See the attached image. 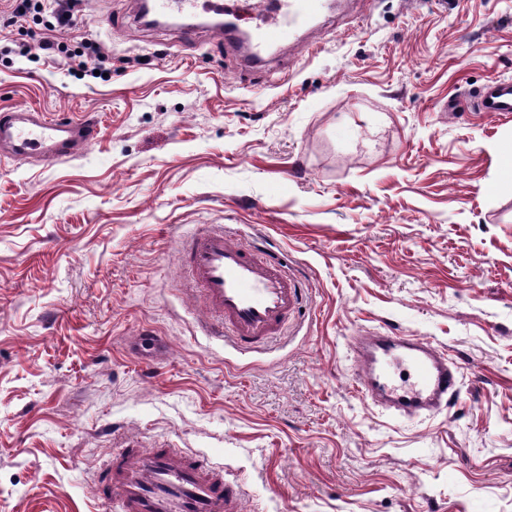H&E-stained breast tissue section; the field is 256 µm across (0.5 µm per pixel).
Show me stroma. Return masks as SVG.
<instances>
[{"instance_id": "1", "label": "stroma", "mask_w": 512, "mask_h": 512, "mask_svg": "<svg viewBox=\"0 0 512 512\" xmlns=\"http://www.w3.org/2000/svg\"><path fill=\"white\" fill-rule=\"evenodd\" d=\"M84 0L109 80L0 54V113L95 119L75 158L0 159V512H114L92 480L134 441L204 453L244 512H512V0H336L264 66L200 27ZM263 234L303 289L258 352L199 330L186 236ZM460 366L437 415L355 389L354 336ZM162 336L144 365L128 349ZM482 112L510 116L512 114V80L496 79L482 87L477 95Z\"/></svg>"}]
</instances>
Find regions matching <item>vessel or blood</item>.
<instances>
[{"label": "vessel or blood", "instance_id": "obj_1", "mask_svg": "<svg viewBox=\"0 0 512 512\" xmlns=\"http://www.w3.org/2000/svg\"><path fill=\"white\" fill-rule=\"evenodd\" d=\"M259 17L253 31L237 23L215 27L217 37L241 42L246 63H260L265 54L290 42L317 16L322 0H242ZM192 31L198 7L223 18V0H178ZM481 111L512 114V80L496 79L477 95ZM99 133L97 123L59 120L28 108L0 113V157L39 159L54 163L79 154ZM181 266L186 289L205 309L203 332L226 336L247 353L281 333L298 307L302 291L280 259L257 257L255 248L230 241L223 226L214 225L182 243ZM356 384L363 397L400 417L431 416L448 405L461 377L447 354L423 338L407 339L368 331L352 341ZM395 364L412 368L408 386L395 385L389 369ZM97 498L115 500L117 512H242L237 485L224 477L223 467L200 453L170 446L145 447L124 443L95 475Z\"/></svg>", "mask_w": 512, "mask_h": 512}]
</instances>
